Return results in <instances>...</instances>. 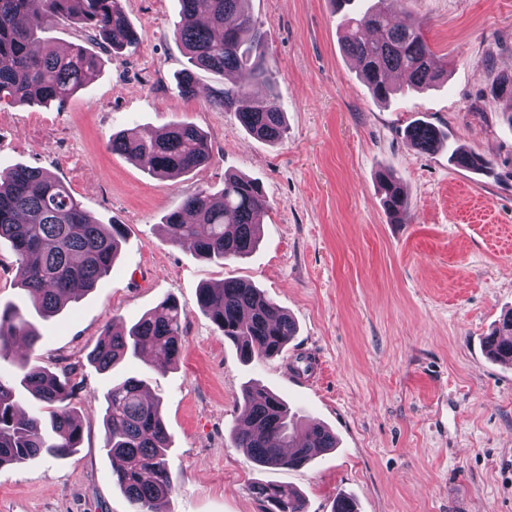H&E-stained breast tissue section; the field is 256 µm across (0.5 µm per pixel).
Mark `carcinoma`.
I'll use <instances>...</instances> for the list:
<instances>
[{
    "label": "carcinoma",
    "mask_w": 512,
    "mask_h": 512,
    "mask_svg": "<svg viewBox=\"0 0 512 512\" xmlns=\"http://www.w3.org/2000/svg\"><path fill=\"white\" fill-rule=\"evenodd\" d=\"M249 0H180V20L173 37L190 66L179 73L182 98L195 91V70L224 75V87L213 104L236 113L242 126L266 142H279L288 126L271 92L274 72L265 54L267 39L249 11ZM344 31L343 48L357 61L373 97L387 100L394 88L388 73L402 72L408 83L424 88L438 81L445 65L435 57L422 23L395 21L400 0H376L361 10L353 0H333ZM76 19L89 42L118 52L136 43L137 35L121 0H0V103L47 106L64 104L85 88L100 69V57L84 47L60 54L40 47L43 26L54 19ZM247 80H234L236 73ZM416 150L427 153L443 141L433 125L418 121L406 131ZM112 152L147 158L155 175L175 180L204 166L209 159L206 136L189 123H173L145 139L132 129L112 134ZM453 163L485 171L491 161L462 150ZM379 188L391 219L403 223L408 198L391 172L379 174ZM266 206L256 182L239 175L224 177L216 196L201 189L181 209L165 215L169 239L187 244L205 260H233L251 253L260 238V215ZM119 224L93 219L63 182L40 168L17 165L0 170V244L15 257L16 278L34 312L49 317L107 277L120 250ZM198 305L216 331L231 342L245 361L282 353L295 336L294 321L250 281L226 279L222 286L199 289ZM183 311L170 300L143 315L127 331L106 330L88 355L101 371L126 357L151 360L160 367L179 359ZM40 336L35 322L19 309H0V358L14 356L17 346L32 347ZM485 347L495 360L512 365V311L505 314ZM22 388L38 410L19 416L15 389ZM78 383L31 362L16 361L9 378L0 377V466L23 463L39 455L62 458L80 443L79 420L71 407ZM143 380L128 377L112 383L104 395L105 448L112 477L124 491L131 512H158L160 501L175 489L167 465L169 437L159 403L144 397ZM243 422L234 432L237 447L263 467L299 468L319 453L336 447L335 435L319 423L301 429L275 393L247 386L240 402ZM254 493L264 512H306L303 498L286 485L257 484Z\"/></svg>",
    "instance_id": "cac0c4a2"
}]
</instances>
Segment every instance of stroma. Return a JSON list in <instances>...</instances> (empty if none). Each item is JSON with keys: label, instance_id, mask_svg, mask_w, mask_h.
<instances>
[{"label": "stroma", "instance_id": "35a3bbf8", "mask_svg": "<svg viewBox=\"0 0 512 512\" xmlns=\"http://www.w3.org/2000/svg\"><path fill=\"white\" fill-rule=\"evenodd\" d=\"M138 43L101 55L94 81L64 106L0 105V169L54 174L99 223L121 225L110 275L40 321L33 362L71 371L82 424L76 452L0 468V512H130L104 450L103 395L144 379L159 400L176 491L163 512H263L258 483L296 489L307 512L336 495L357 512H512V366L484 341L512 309V0H403L447 66L434 87L375 100L343 50L330 0H251L267 34L274 91L288 125L269 143L212 106L223 77L196 72L172 36L179 0H122ZM424 119L445 144L415 150L406 129ZM202 130L206 166L170 181L147 161L113 153L114 132L152 135L175 122ZM487 156L476 174L449 147ZM392 170L409 199L393 223L376 175ZM257 180L263 235L248 256L199 258L169 240L165 215L224 177ZM238 277L276 302L297 332L274 358L245 363L197 302L201 287ZM184 310L182 352L158 369L127 359L102 372L88 353L106 328L129 329L165 299ZM322 422L334 449L306 466L260 468L233 443L246 384Z\"/></svg>", "mask_w": 512, "mask_h": 512}]
</instances>
